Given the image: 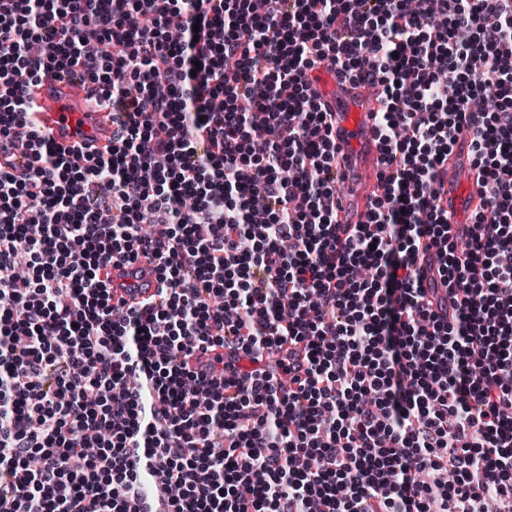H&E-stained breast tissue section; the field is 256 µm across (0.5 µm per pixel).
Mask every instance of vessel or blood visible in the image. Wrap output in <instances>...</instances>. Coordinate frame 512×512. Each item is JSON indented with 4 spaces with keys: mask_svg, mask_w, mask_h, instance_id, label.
Wrapping results in <instances>:
<instances>
[{
    "mask_svg": "<svg viewBox=\"0 0 512 512\" xmlns=\"http://www.w3.org/2000/svg\"><path fill=\"white\" fill-rule=\"evenodd\" d=\"M309 80L318 93L324 111L330 112L336 141V180L341 186L336 209L338 224H362L371 204L383 192L378 179L383 167L376 116L384 105L381 86L337 78L335 72L319 67ZM31 122L43 130L58 150L74 161L107 152L112 146V114L96 106L87 85L71 73L59 72L27 89ZM471 133L461 129L448 160L436 173L438 203L444 207L458 234L467 227L464 213L483 209L488 199L482 192L478 169L471 158ZM30 156L24 147L0 149V167L15 173L28 169ZM435 250L422 248L417 273L424 287L437 289L438 300H447L440 290L434 268ZM152 256H141L134 267L109 264L99 276L113 286V304L139 306L153 295L161 282Z\"/></svg>",
    "mask_w": 512,
    "mask_h": 512,
    "instance_id": "1",
    "label": "vessel or blood"
}]
</instances>
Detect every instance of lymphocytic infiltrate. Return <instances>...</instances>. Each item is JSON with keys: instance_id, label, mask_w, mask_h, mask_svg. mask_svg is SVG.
<instances>
[{"instance_id": "1", "label": "lymphocytic infiltrate", "mask_w": 512, "mask_h": 512, "mask_svg": "<svg viewBox=\"0 0 512 512\" xmlns=\"http://www.w3.org/2000/svg\"><path fill=\"white\" fill-rule=\"evenodd\" d=\"M325 60L388 100L343 235ZM49 70L105 87L110 152L30 124ZM464 125L491 206L460 258ZM2 141L32 162L0 169V512H512V0H0ZM144 252L158 301L113 306L99 268ZM470 155L471 133L464 125L448 155V161L436 173L438 204L448 210L449 221L457 224L454 228L459 235H464L467 231L463 213L484 209L488 205V198L482 192L479 171ZM435 254L436 252L434 248L425 247V245L422 246L417 266V273L425 288H445L440 285L435 274Z\"/></svg>"}]
</instances>
